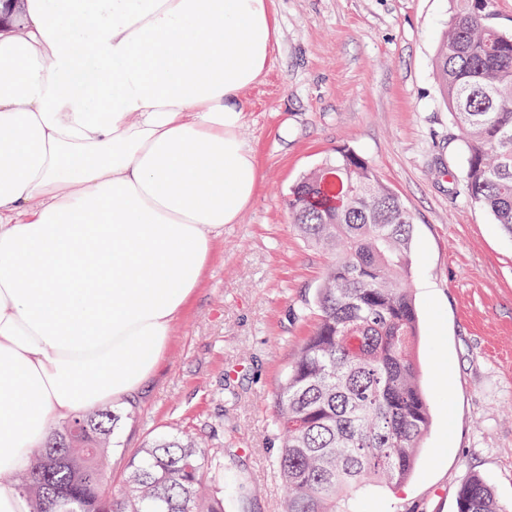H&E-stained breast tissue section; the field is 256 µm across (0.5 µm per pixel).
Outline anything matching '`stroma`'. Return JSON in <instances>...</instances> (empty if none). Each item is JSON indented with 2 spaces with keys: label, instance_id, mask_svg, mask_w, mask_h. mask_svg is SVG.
<instances>
[{
  "label": "stroma",
  "instance_id": "stroma-1",
  "mask_svg": "<svg viewBox=\"0 0 512 512\" xmlns=\"http://www.w3.org/2000/svg\"><path fill=\"white\" fill-rule=\"evenodd\" d=\"M272 10L278 40L243 94L240 131L262 181L240 223L225 225L139 400L116 408L110 487L121 491L149 438L183 432L223 449L224 512H283L273 405L317 322L330 261L285 199L305 172L351 149L415 215V356L431 409L409 479L370 488L352 512H455L474 474L510 506L512 236L468 199L464 147L441 99L435 60L457 0H272Z\"/></svg>",
  "mask_w": 512,
  "mask_h": 512
}]
</instances>
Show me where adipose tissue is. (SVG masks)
<instances>
[{
  "label": "adipose tissue",
  "mask_w": 512,
  "mask_h": 512,
  "mask_svg": "<svg viewBox=\"0 0 512 512\" xmlns=\"http://www.w3.org/2000/svg\"><path fill=\"white\" fill-rule=\"evenodd\" d=\"M0 23V512L54 421L136 398L262 173L270 0H13Z\"/></svg>",
  "instance_id": "adipose-tissue-1"
}]
</instances>
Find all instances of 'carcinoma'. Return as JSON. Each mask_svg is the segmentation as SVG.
<instances>
[{"label": "carcinoma", "mask_w": 512, "mask_h": 512, "mask_svg": "<svg viewBox=\"0 0 512 512\" xmlns=\"http://www.w3.org/2000/svg\"><path fill=\"white\" fill-rule=\"evenodd\" d=\"M436 60L443 104L464 145L466 193L512 236V34L494 0H459ZM303 236L333 255L316 293L318 320L274 401L280 447L273 469L285 512H351L369 486L397 488L413 473L431 423L414 345L418 313L408 277L414 216L354 151L305 174L288 192ZM112 411L65 421L17 482L33 512L77 499V512H224L208 483L224 475L180 435L153 438L128 461L126 489L109 493ZM456 512H508L473 475Z\"/></svg>", "instance_id": "carcinoma-1"}]
</instances>
